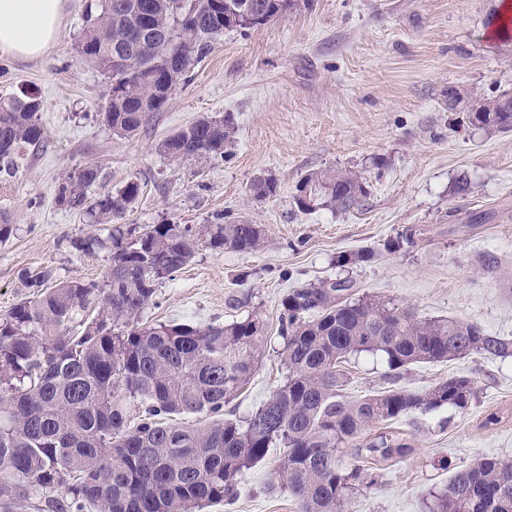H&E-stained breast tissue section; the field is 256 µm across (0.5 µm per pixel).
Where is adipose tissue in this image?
<instances>
[{"instance_id": "adipose-tissue-1", "label": "adipose tissue", "mask_w": 512, "mask_h": 512, "mask_svg": "<svg viewBox=\"0 0 512 512\" xmlns=\"http://www.w3.org/2000/svg\"><path fill=\"white\" fill-rule=\"evenodd\" d=\"M66 0H0V53L42 57L59 40Z\"/></svg>"}]
</instances>
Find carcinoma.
I'll use <instances>...</instances> for the list:
<instances>
[{
	"mask_svg": "<svg viewBox=\"0 0 512 512\" xmlns=\"http://www.w3.org/2000/svg\"><path fill=\"white\" fill-rule=\"evenodd\" d=\"M301 0H102L86 7L80 60L107 76L103 121L130 137L160 112L191 70L215 50L224 31L264 26ZM120 57L122 63L109 64ZM448 104L464 105L471 125L512 131V89ZM31 90L0 100V172L26 146L44 139ZM229 115L203 117L166 138L159 152L179 161L224 157L234 143ZM101 181L93 165L60 183L58 202L82 209ZM141 187L129 181L89 207L112 224L104 241H74L85 254L109 253L99 282L57 281L50 269L23 276L28 295L0 316V512H11L32 487L60 490L53 512H199L231 504L244 472L271 448L284 449L272 486L298 512H345L369 489L367 465L413 452L397 423L442 407L466 409L475 396L468 376H450L424 392L383 388L358 399L343 394L345 364L381 354L397 379L409 365L470 354L512 357V340L471 322L422 319L414 308L377 296L354 298V282L330 278L289 292L281 303L277 351L285 375L241 419L224 407L250 382L267 346L265 324L248 315L227 324L147 325L141 313L157 288L197 250L250 253L266 228L227 224H123ZM257 202L277 194L271 178L249 188ZM368 184L351 170L304 175L293 204L303 212L360 208ZM369 250L337 256L340 267L367 263ZM197 415L201 425L181 419ZM350 456L353 463H344ZM428 512H512V460L482 458L455 471L432 495Z\"/></svg>",
	"mask_w": 512,
	"mask_h": 512,
	"instance_id": "obj_1",
	"label": "carcinoma"
}]
</instances>
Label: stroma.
Returning a JSON list of instances; mask_svg holds the SVG:
<instances>
[{"instance_id": "obj_1", "label": "stroma", "mask_w": 512, "mask_h": 512, "mask_svg": "<svg viewBox=\"0 0 512 512\" xmlns=\"http://www.w3.org/2000/svg\"><path fill=\"white\" fill-rule=\"evenodd\" d=\"M88 0H67L62 34L44 57L0 54V99L35 91L45 138L27 149L12 178H0V213L13 232L0 240V315L27 290L20 276L51 268L56 279L101 281L106 252L86 256L74 239L107 238L111 225L62 206L66 175L97 165L103 179L89 200L128 181L141 187L129 224H215L246 217L264 225V246L249 254L200 249L157 291L144 321L228 323L255 313L267 347L234 416L258 407L283 379L277 355L282 298L293 288L344 276L355 296L395 298L426 319H458L512 339V132L470 125L449 109L448 89L465 98L512 86V39L491 41L501 0H306L265 26L225 32L215 51L136 136L114 134L100 113L110 87L82 62L77 46ZM232 116L235 142L209 162L175 161L158 144L200 118ZM362 171L370 185L350 213H302L291 201L298 181L325 169ZM274 178L276 197L252 202L249 186ZM468 193L459 194V182ZM410 243L388 251L406 231ZM373 251L366 264H336L343 252ZM378 355L352 358L345 393L385 387ZM453 375L475 382L466 410L414 413L400 426L408 456L378 471L347 512H425L430 492L483 457L512 459V358L472 354L410 365L400 385L422 392ZM498 421L486 425L487 414ZM281 456L246 471L233 505L205 512H298L270 488Z\"/></svg>"}]
</instances>
